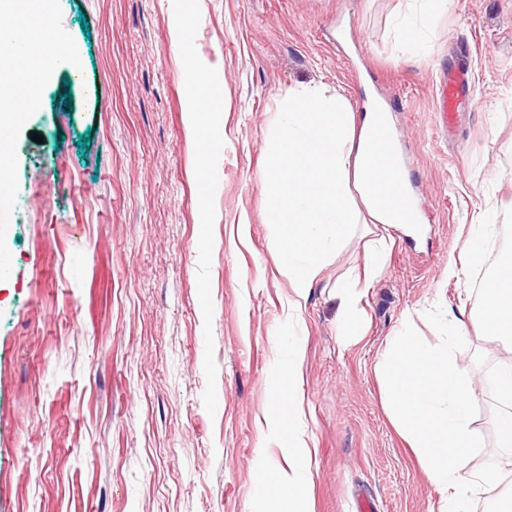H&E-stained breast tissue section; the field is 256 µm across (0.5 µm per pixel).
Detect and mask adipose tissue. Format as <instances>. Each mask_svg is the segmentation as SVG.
I'll list each match as a JSON object with an SVG mask.
<instances>
[{"instance_id":"adipose-tissue-1","label":"adipose tissue","mask_w":512,"mask_h":512,"mask_svg":"<svg viewBox=\"0 0 512 512\" xmlns=\"http://www.w3.org/2000/svg\"><path fill=\"white\" fill-rule=\"evenodd\" d=\"M0 19L8 21L21 38L17 46L0 44V82H8L13 89L12 104L0 109V155L4 156L18 120L17 101L36 95L40 77L59 57H67L75 67L80 58L73 47H51L34 38L25 26L19 0H0ZM214 81V76L206 73L191 76L195 94L187 114V138L203 165L224 140V124L207 105ZM391 122L390 112L383 107L355 112L342 97L299 85L289 88L280 100L265 139V221L271 228L270 244L282 257L280 273L299 300H307L330 255L361 216L381 227L378 238L368 246L361 278L336 284L342 299L341 330L350 338L365 331L362 289L382 274L393 232L401 227L394 200L406 181L401 177L378 179V163L372 158L378 132L389 129ZM355 197L360 203L354 207L350 201ZM477 323L486 340L509 342L493 388L503 407L494 419L498 444L511 448L512 253L485 279ZM303 360V343L294 336L280 337L266 423L282 458L264 468L256 479L254 505L260 512H276L280 507L307 512L305 493L311 479L312 451L304 430L302 403L292 394L303 380Z\"/></svg>"}]
</instances>
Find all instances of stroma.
<instances>
[{
  "label": "stroma",
  "mask_w": 512,
  "mask_h": 512,
  "mask_svg": "<svg viewBox=\"0 0 512 512\" xmlns=\"http://www.w3.org/2000/svg\"><path fill=\"white\" fill-rule=\"evenodd\" d=\"M420 12L419 0H53L45 38L81 64L58 60L9 140L0 512H251L257 471L280 456L264 415L287 329L305 343L313 512H356L362 495L374 512H440L376 365L403 322L432 341L427 310L466 321L480 304L483 272L459 262L469 226L512 202V0H441L422 45L400 25ZM190 66L215 75L224 117L211 181L184 124ZM460 67L477 107L446 135L438 82ZM297 84L356 112L373 88L425 206L413 235L395 232L352 343L335 284L359 272L370 225L352 227L292 321L269 248L266 129ZM466 343L456 360L485 439L474 463L504 466L489 380L505 352L474 331Z\"/></svg>",
  "instance_id": "obj_1"
}]
</instances>
